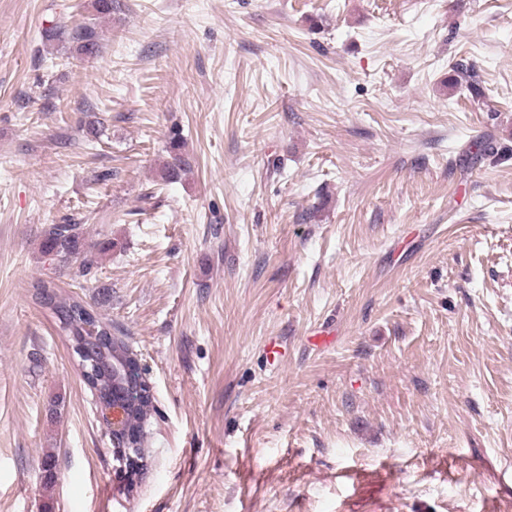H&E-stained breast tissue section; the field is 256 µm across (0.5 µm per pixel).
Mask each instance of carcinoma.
<instances>
[{"instance_id": "carcinoma-1", "label": "carcinoma", "mask_w": 512, "mask_h": 512, "mask_svg": "<svg viewBox=\"0 0 512 512\" xmlns=\"http://www.w3.org/2000/svg\"><path fill=\"white\" fill-rule=\"evenodd\" d=\"M53 30L56 37L71 43L83 54H93L99 49V34L92 26L82 24L69 26L59 21L53 26ZM454 72L456 78L453 79L452 85H463L475 97H481L473 66L459 63L454 68ZM171 150L174 153L172 162L165 166L162 173V178L168 182L178 179L181 171L189 165L188 160L180 152L179 141H173ZM83 245V225L71 222L50 224L43 231L40 252L52 260L67 263L81 254ZM32 288H34L33 296L36 303L51 311L60 330L68 337L69 343L72 344L93 335L94 327L100 329L102 336L112 333V324L92 316L91 310L82 301L63 296L53 281L39 279L32 284ZM97 347L98 355L102 359H113V353L117 351L124 355L129 354L125 341L116 336L112 337L107 344H97ZM113 383L114 375L108 370L103 375L86 381V384L103 398L112 394ZM118 388L129 423L139 429L143 428L150 404L144 400L141 383L138 375L134 373L133 364H128L126 370L122 372Z\"/></svg>"}]
</instances>
